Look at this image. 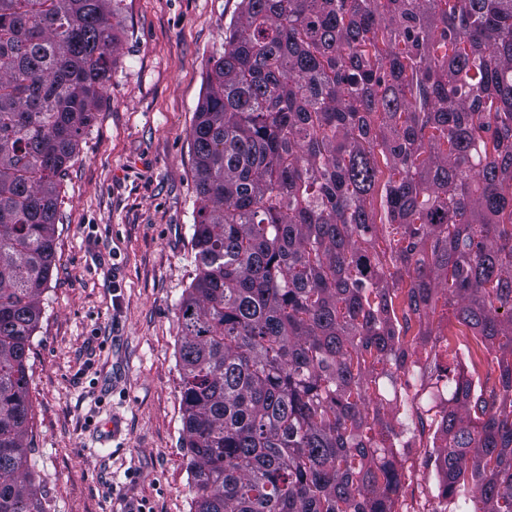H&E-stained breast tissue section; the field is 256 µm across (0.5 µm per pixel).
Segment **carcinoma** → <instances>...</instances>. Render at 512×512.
Returning <instances> with one entry per match:
<instances>
[{
  "mask_svg": "<svg viewBox=\"0 0 512 512\" xmlns=\"http://www.w3.org/2000/svg\"><path fill=\"white\" fill-rule=\"evenodd\" d=\"M120 2L0 0V512H47L29 351ZM190 138L193 512H392L385 388L441 297L496 351L435 365L445 512H512V0H240Z\"/></svg>",
  "mask_w": 512,
  "mask_h": 512,
  "instance_id": "obj_1",
  "label": "carcinoma"
}]
</instances>
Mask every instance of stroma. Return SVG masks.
Here are the masks:
<instances>
[{"mask_svg":"<svg viewBox=\"0 0 512 512\" xmlns=\"http://www.w3.org/2000/svg\"><path fill=\"white\" fill-rule=\"evenodd\" d=\"M239 0H123L63 184L32 338L27 442L48 512H191L178 305L194 276L190 130Z\"/></svg>","mask_w":512,"mask_h":512,"instance_id":"obj_1","label":"stroma"}]
</instances>
